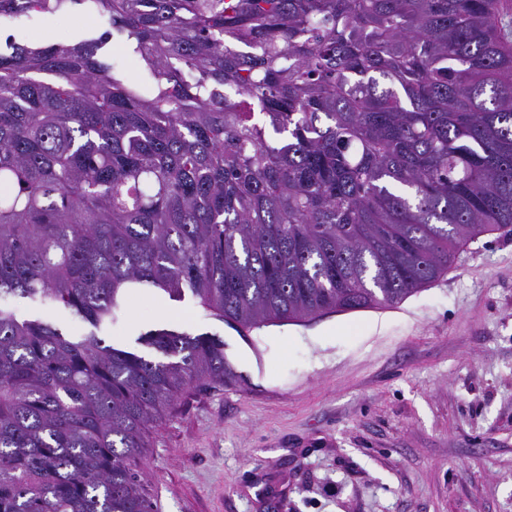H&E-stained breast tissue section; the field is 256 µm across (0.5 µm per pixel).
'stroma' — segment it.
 <instances>
[{
	"mask_svg": "<svg viewBox=\"0 0 512 512\" xmlns=\"http://www.w3.org/2000/svg\"><path fill=\"white\" fill-rule=\"evenodd\" d=\"M24 28L103 30L75 13ZM223 341L149 428L137 470L159 512H512V226L395 307L241 331L192 295L132 289L100 337Z\"/></svg>",
	"mask_w": 512,
	"mask_h": 512,
	"instance_id": "35a3bbf8",
	"label": "stroma"
}]
</instances>
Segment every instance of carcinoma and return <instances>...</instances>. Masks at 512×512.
Instances as JSON below:
<instances>
[{"label": "carcinoma", "mask_w": 512, "mask_h": 512, "mask_svg": "<svg viewBox=\"0 0 512 512\" xmlns=\"http://www.w3.org/2000/svg\"><path fill=\"white\" fill-rule=\"evenodd\" d=\"M111 32L0 43V512H155L134 469L224 345L105 344L129 288L242 329L399 304L512 225L501 0H0ZM112 38L120 53L100 50ZM5 302L11 306L16 315L21 319H33L36 317L50 319L65 332H69L75 327L69 311L63 307L38 306L28 299L19 297H8L5 299Z\"/></svg>", "instance_id": "cac0c4a2"}]
</instances>
